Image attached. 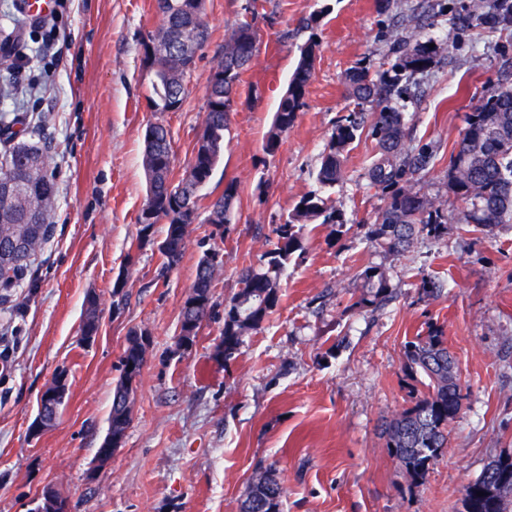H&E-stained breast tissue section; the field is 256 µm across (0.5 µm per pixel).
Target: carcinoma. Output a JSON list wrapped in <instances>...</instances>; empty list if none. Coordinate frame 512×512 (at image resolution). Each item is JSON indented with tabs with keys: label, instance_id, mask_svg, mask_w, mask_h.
<instances>
[{
	"label": "carcinoma",
	"instance_id": "obj_1",
	"mask_svg": "<svg viewBox=\"0 0 512 512\" xmlns=\"http://www.w3.org/2000/svg\"><path fill=\"white\" fill-rule=\"evenodd\" d=\"M194 9L187 0H157L162 23L148 34V41L163 42L164 52L146 61L156 67L148 100L156 112H178L184 102L185 80L194 70L192 46L201 47L211 32L204 19L203 0ZM257 0H247L242 19L224 35V54L212 67L207 79L206 116L191 159L181 178H175L169 128L161 122L147 123L144 135L142 167L147 181L145 206L153 209V223L140 224L138 237L131 247L140 250L154 243L156 224L166 225V235L158 245L162 257L161 274L178 264L186 245L187 230L196 223L199 210L205 209L204 223L225 228L232 221L237 199V181L229 180L221 194L208 204L198 190L209 184L224 152V131L228 127L231 103L237 95L242 76L250 69L257 51ZM481 26L512 31V0H473L472 8L450 18V30ZM432 40H422L416 31L399 41V55L390 69L372 72L354 66L346 74L349 97L355 106L374 104L378 111L370 116L350 112L336 125L324 149L316 173L318 188L301 197L288 220L275 228L276 241L266 252L267 266L242 271L238 293L224 305V329L215 353L229 358L240 348L245 333L260 329L279 301V277L292 256L303 250L300 230L305 224L320 225L335 233L342 224L334 206L320 195L321 188L341 182L345 176L346 148L358 131L370 123L375 140V154L368 168L371 184L380 189L387 203L376 222L370 225L368 239L393 253L408 251L420 237L442 238L448 221L470 224L491 233L512 224V85L487 90L473 111L465 117V127L458 147L448 164V193L465 204L453 218L426 193L416 188L429 172L434 159L433 147L423 144L408 148L405 143L404 113L392 106L400 95L399 84L412 75L427 70L433 62ZM315 36L299 46V59L289 79L288 89L275 113L273 126L264 149L275 152L282 134L293 126L303 106L306 89L313 77L316 61ZM20 117L0 123V139L8 145L0 163V180L11 184L14 194L0 198V253L11 256L0 288L21 286L30 274L38 252L50 240L54 224L50 221L57 193V171L48 155V146L28 139ZM222 263L220 249L203 252L191 292L181 309L178 346L189 347L203 321L213 314L214 294L218 287L216 270ZM366 293L357 305L378 307L392 297L384 269L369 266L359 273ZM88 326H100L99 299L89 294L85 301ZM149 343L127 339L122 357L123 375L116 384L109 425L112 434L124 438L132 420L131 380L141 373ZM406 369L427 376L428 392L415 404L385 423L382 435L389 455L406 480L420 485L430 467L448 445V425L462 407L460 374L448 352L445 337L438 328L416 337L405 345ZM499 469L512 470V454L503 452L491 459L482 475ZM488 482L478 479L468 483L463 492L462 512H512V496H479ZM284 487L273 470L252 476L247 484L240 512H281Z\"/></svg>",
	"mask_w": 512,
	"mask_h": 512
}]
</instances>
